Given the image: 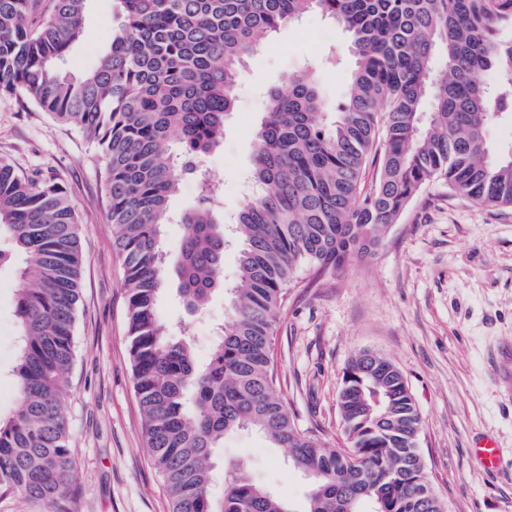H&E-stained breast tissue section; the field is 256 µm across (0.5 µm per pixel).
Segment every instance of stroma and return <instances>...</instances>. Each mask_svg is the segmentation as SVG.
Here are the masks:
<instances>
[{"instance_id":"35a3bbf8","label":"stroma","mask_w":512,"mask_h":512,"mask_svg":"<svg viewBox=\"0 0 512 512\" xmlns=\"http://www.w3.org/2000/svg\"><path fill=\"white\" fill-rule=\"evenodd\" d=\"M119 25L116 0H88L86 32L65 67L94 66ZM336 47L341 66L325 64ZM353 57L350 38L317 11L280 28L246 62L236 107L222 145L203 159L224 193V221L249 194L253 131L268 90L294 71L319 77L327 108L346 93ZM0 157L32 178L65 187L76 206L82 250L75 359L68 377L67 416L75 454L77 512H171L145 448L128 342L124 269L112 246L104 185L106 160L72 127L20 95L0 96ZM198 196L183 179L170 201L165 245L176 252L180 217ZM273 337V357L288 409L300 429L345 447L338 392L359 352L371 350L401 371L421 413L418 445L428 478L447 512H512V401L489 374L494 353L512 344V209L483 210L433 182L425 186L372 256L313 279L300 269ZM14 274L0 272V411L14 406L8 371L16 349ZM157 309L163 320L190 321L198 360H206L225 320L224 300L187 315L175 289ZM498 442L496 472L478 469L471 449ZM225 460H240L257 484L303 512L308 482L284 449L251 432L227 436Z\"/></svg>"}]
</instances>
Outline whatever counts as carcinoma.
<instances>
[{
    "label": "carcinoma",
    "instance_id": "obj_1",
    "mask_svg": "<svg viewBox=\"0 0 512 512\" xmlns=\"http://www.w3.org/2000/svg\"><path fill=\"white\" fill-rule=\"evenodd\" d=\"M87 0H0V94L19 92L77 129L106 158L113 245L128 295L135 392L150 460L172 512H296L241 463L218 470L224 436L255 432L310 471L306 512H438L425 476L420 412L388 358L355 356L338 395L352 448L300 430L277 387L275 325L298 266L320 278L377 247L421 190L439 182L479 208H512V0H118L109 49L80 75L63 69L85 35ZM341 26L355 68L333 116L309 70L271 91L232 232L210 178L182 217L177 290L186 312L224 295L209 359L189 327L158 316L164 230L184 175L221 145L245 61L261 40L310 11ZM492 73L488 85L483 75ZM377 165L365 188L368 165ZM238 281L224 283L228 235ZM14 297L16 408L0 416V497L75 512L74 449L64 411L81 255L65 188L0 158V269ZM222 480L221 496L213 494Z\"/></svg>",
    "mask_w": 512,
    "mask_h": 512
}]
</instances>
